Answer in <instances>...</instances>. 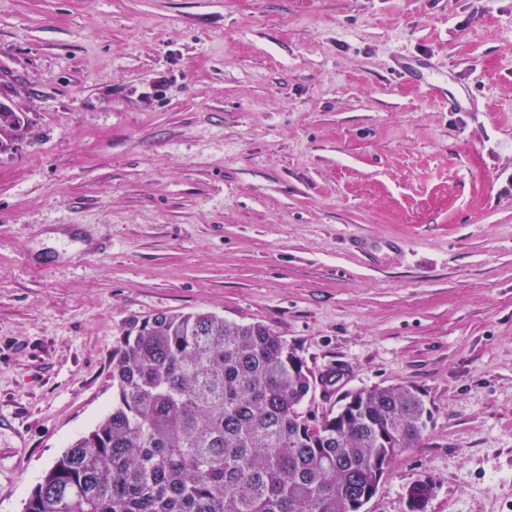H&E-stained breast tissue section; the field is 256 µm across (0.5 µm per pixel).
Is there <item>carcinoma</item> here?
Wrapping results in <instances>:
<instances>
[{
  "label": "carcinoma",
  "mask_w": 512,
  "mask_h": 512,
  "mask_svg": "<svg viewBox=\"0 0 512 512\" xmlns=\"http://www.w3.org/2000/svg\"><path fill=\"white\" fill-rule=\"evenodd\" d=\"M24 126L0 108V149ZM112 409L44 472L25 512H361L427 430L402 385L349 395L312 423L309 370L272 329L209 312L125 323Z\"/></svg>",
  "instance_id": "carcinoma-1"
}]
</instances>
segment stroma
I'll list each match as a JSON object with an SVG mask.
<instances>
[{"instance_id":"1","label":"stroma","mask_w":512,"mask_h":512,"mask_svg":"<svg viewBox=\"0 0 512 512\" xmlns=\"http://www.w3.org/2000/svg\"><path fill=\"white\" fill-rule=\"evenodd\" d=\"M0 103V512L110 410L125 321L194 311L296 348L307 419L421 394L364 512H512V0H0ZM1 106V105H0ZM24 126V118L21 113L15 112L11 107L0 108V149H7L15 136Z\"/></svg>"}]
</instances>
